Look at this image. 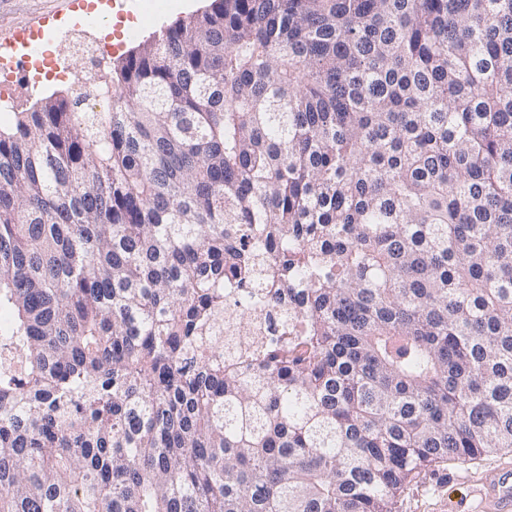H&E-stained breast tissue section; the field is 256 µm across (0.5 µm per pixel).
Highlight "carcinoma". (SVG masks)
Masks as SVG:
<instances>
[{
	"instance_id": "obj_1",
	"label": "carcinoma",
	"mask_w": 512,
	"mask_h": 512,
	"mask_svg": "<svg viewBox=\"0 0 512 512\" xmlns=\"http://www.w3.org/2000/svg\"><path fill=\"white\" fill-rule=\"evenodd\" d=\"M0 125V512H395L512 449V0H211ZM290 339L224 368V285Z\"/></svg>"
}]
</instances>
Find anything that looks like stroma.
Listing matches in <instances>:
<instances>
[{"instance_id":"1","label":"stroma","mask_w":512,"mask_h":512,"mask_svg":"<svg viewBox=\"0 0 512 512\" xmlns=\"http://www.w3.org/2000/svg\"><path fill=\"white\" fill-rule=\"evenodd\" d=\"M182 0H0V39L9 38L16 29L42 25L50 31L53 46L49 56L67 75L87 65L83 46L99 45L100 21L78 22L77 17L101 11L112 19V35L119 41V53H126L139 42L152 38L180 19L177 6ZM481 460L448 462L425 472L428 490L421 497L405 494L397 503V512H443L444 505L459 504L462 512L474 507L472 479Z\"/></svg>"}]
</instances>
